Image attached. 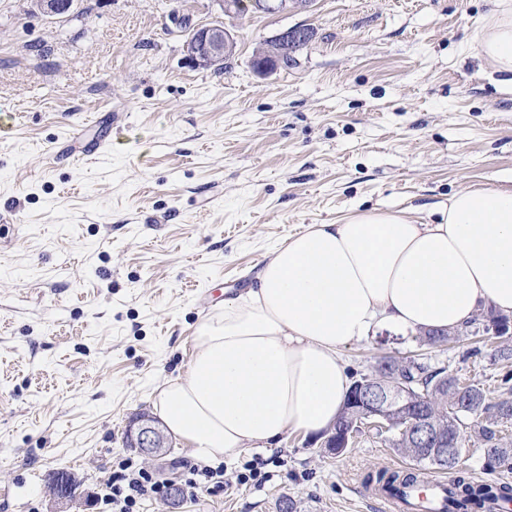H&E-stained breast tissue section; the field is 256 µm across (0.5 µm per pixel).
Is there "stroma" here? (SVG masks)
I'll return each instance as SVG.
<instances>
[{
    "mask_svg": "<svg viewBox=\"0 0 512 512\" xmlns=\"http://www.w3.org/2000/svg\"><path fill=\"white\" fill-rule=\"evenodd\" d=\"M492 0H314L310 11L233 20L224 71L184 53L218 0H74L44 15L0 0V512H66L101 498L136 414L186 369L199 323L248 288L272 247L364 210L415 219L472 186L512 188V86L474 35ZM314 29L297 63L258 76L283 29ZM110 136L93 155L84 143ZM73 158L56 160L63 146ZM350 378L417 356L479 384L504 373L491 344L444 346L381 330L342 347ZM289 432L187 492L196 463L170 439L143 459L183 491L177 512H388L366 473L410 458L362 430L341 456ZM259 464L267 479L245 480Z\"/></svg>",
    "mask_w": 512,
    "mask_h": 512,
    "instance_id": "35a3bbf8",
    "label": "stroma"
}]
</instances>
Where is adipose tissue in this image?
Returning a JSON list of instances; mask_svg holds the SVG:
<instances>
[{
  "mask_svg": "<svg viewBox=\"0 0 512 512\" xmlns=\"http://www.w3.org/2000/svg\"><path fill=\"white\" fill-rule=\"evenodd\" d=\"M475 41L512 84V0H496ZM434 212L358 211L274 247L158 389L167 431L198 459L236 461L333 424L351 387L342 346L379 328L459 329L481 308L512 315V190L465 188Z\"/></svg>",
  "mask_w": 512,
  "mask_h": 512,
  "instance_id": "obj_1",
  "label": "adipose tissue"
}]
</instances>
